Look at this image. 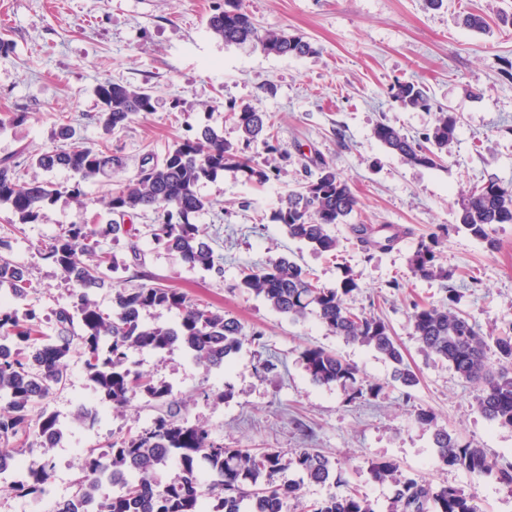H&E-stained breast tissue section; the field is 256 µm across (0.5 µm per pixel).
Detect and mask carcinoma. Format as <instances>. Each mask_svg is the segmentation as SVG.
<instances>
[{
	"label": "carcinoma",
	"mask_w": 512,
	"mask_h": 512,
	"mask_svg": "<svg viewBox=\"0 0 512 512\" xmlns=\"http://www.w3.org/2000/svg\"><path fill=\"white\" fill-rule=\"evenodd\" d=\"M208 29L227 45L252 43L268 55L302 57L313 54V43L300 35L264 30L241 0H224L213 7ZM96 94L102 109L97 123L106 134L123 130L137 117L155 111L152 91L105 80ZM392 98L404 109L431 107L425 88L415 82H399ZM227 112L235 121L245 144L263 138L267 148L277 149L278 135L266 113L252 105L229 104ZM458 113L440 109L432 129L420 137H409L395 127L379 123L374 136L387 149L414 165H437L456 138ZM75 129L63 124L57 132L62 144L31 159L42 170L65 168L78 176L71 186H60L36 177L29 179L19 164L0 161V207L7 206L20 224H32L42 207L67 193L83 196L82 183L123 166L122 158L108 145L69 147ZM226 169L243 172L247 179L263 185L279 176V170L260 167L242 151L224 141L222 132L205 126L192 136L181 138L161 159H143L135 178L111 189L102 199L115 219L108 224H71L42 244L44 256L79 290L68 304L53 311L57 334L44 336L38 310L25 303L31 288V273L5 256L11 241L0 237V287H9L11 305L0 306V457H20L31 452L32 429L37 438L58 442L63 430L58 417L48 410V400L63 385L65 360L74 341L83 349L89 381L101 401L122 412L128 394L142 392L156 404L157 415L147 428L131 427L106 448H90L80 460L76 490L56 505L55 512H79L86 503L96 512H283L284 504L300 499L306 483L343 487L303 506L302 512H379L377 506L349 480L336 476L331 461L312 448H301L291 457L269 449L253 453L245 448H226L213 437V430L190 423L179 416L180 399L167 384L136 368L133 355L151 352L161 355L176 344L205 368L221 367L237 353L243 342L258 344L259 331L244 332L243 324L228 313L195 302L173 288L140 283L132 288L113 277L120 262L101 247V240H118L124 232L118 222L146 211L154 214L145 225L146 235L159 247L176 254L192 268L224 274V257L207 241L195 218L211 208L210 199L198 186ZM359 207V200L347 180L335 168L322 162L317 172L307 173L304 183L281 200L271 220L283 225L288 237L312 250L336 251L331 227L343 224ZM458 221L462 228L489 248H497L495 234L503 224H512V186L489 180L459 201ZM351 232L369 250L393 248L397 235L390 227L352 224ZM438 240L431 236L418 242L408 258L413 275L448 279L439 263ZM238 287L260 296L275 311L294 321L315 316L332 334L351 343L368 346L395 365V375L405 387L417 384V376L405 364L402 350L389 324L380 316L347 305L345 297L359 288L346 275L340 285L328 288L313 274L286 256L270 259L259 270L244 268ZM112 291V310L104 312L93 298V290ZM448 306L413 304L409 320L412 336L423 351L448 362L458 376L475 386L477 410L502 428H512V335L506 333L488 342L477 321L452 305L457 289H447ZM149 309L178 314L172 326L149 324L142 313ZM496 349L499 367L485 361L488 348ZM301 360L312 380L334 385L350 400L376 398L383 385L359 377L358 370L337 354L320 346H306ZM414 420L435 429L437 468L460 467L476 480L491 479L512 492V463H501L480 445L462 442L437 424L435 414L422 407L414 409ZM176 460L179 474L164 481L160 473ZM208 470L212 480L205 484L200 472ZM292 472L294 477L284 474ZM370 478L392 487L385 512H478L471 495L459 488L436 485L424 475H406L390 461H376L368 467ZM50 464L30 468L13 481L23 496L48 494Z\"/></svg>",
	"instance_id": "obj_1"
}]
</instances>
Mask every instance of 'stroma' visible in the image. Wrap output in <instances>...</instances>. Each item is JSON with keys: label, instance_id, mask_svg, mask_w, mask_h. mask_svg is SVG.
Segmentation results:
<instances>
[{"label": "stroma", "instance_id": "obj_1", "mask_svg": "<svg viewBox=\"0 0 512 512\" xmlns=\"http://www.w3.org/2000/svg\"><path fill=\"white\" fill-rule=\"evenodd\" d=\"M215 0H0V30L12 42L0 54V117L23 112V123L0 129V160L28 165L31 154L56 146L58 120L71 121L74 144L107 142L124 166L111 178L83 182L84 195H61L36 223L16 227L0 209V236L11 240L10 260L27 267L28 300L43 314L65 304L74 289L40 254V245L71 224L107 221L102 197L111 185L134 177L143 157L162 156L176 139L211 125L242 147L255 163L278 169L277 178L256 185L227 169L202 183L213 207L198 218L211 245L224 256L216 276L184 264L146 235L121 236L112 249L125 270V286L138 275L236 316L246 331L262 332L261 345L244 344L229 362L206 369L181 348L162 355L142 353L140 370L172 386L181 415L212 428L228 448L267 449L291 456L302 448L326 455L343 478L386 506L392 489L372 481L369 461L396 463L402 473H421L475 495L481 512H512V493L491 480L474 482L463 470L437 469L432 429L415 422L423 407L460 440L479 444L501 462H512V429L478 412L475 390L446 362L427 356L410 334L413 303L442 305L447 286L460 294L459 309L485 335L512 329V225L498 232L488 250L458 223V202L488 180L512 184V26L497 16L512 14V0H244L267 30L299 33L316 45L306 57L275 56L255 46L224 44L206 20ZM484 12L490 24L479 33L459 17ZM113 80L154 90V112L121 132L107 135L96 122L97 85ZM424 82L431 110H406L390 96L396 82ZM267 112L278 126L279 149L243 145L229 120V104ZM452 108L460 124L451 153L440 165L423 167L387 150L374 136L379 123L416 136L431 129L437 107ZM323 159L347 178L360 201L350 224H389L400 239L393 249L363 251L350 224L332 229L338 247L319 253L288 237L270 215L306 178L305 166ZM439 235L442 265L450 281L419 279L408 257L421 238ZM285 255L308 268L320 285L337 286L353 275L359 288L348 306L374 311L392 328L406 362L418 377L413 388L393 378L392 364L370 347L345 342L316 317L294 322L261 298L238 288L242 267L257 268ZM321 346L354 365L360 377L382 384L377 398L349 400L333 385L315 383L300 358L306 346ZM273 371L260 368L263 360ZM224 400H216V393ZM95 406L98 422L80 421V405ZM63 428L52 448L28 455L51 461L49 492L17 495L0 480V512H54L69 497L85 449L100 448L134 425L145 426L157 411L140 393L125 412L100 404L79 352L66 361L65 384L48 401Z\"/></svg>", "mask_w": 512, "mask_h": 512}]
</instances>
